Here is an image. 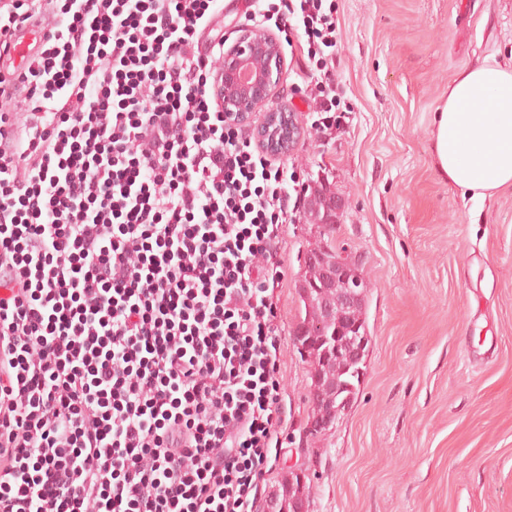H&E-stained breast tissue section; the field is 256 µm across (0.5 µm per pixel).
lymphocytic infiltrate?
Masks as SVG:
<instances>
[{
	"instance_id": "f902f5d3",
	"label": "lymphocytic infiltrate",
	"mask_w": 512,
	"mask_h": 512,
	"mask_svg": "<svg viewBox=\"0 0 512 512\" xmlns=\"http://www.w3.org/2000/svg\"><path fill=\"white\" fill-rule=\"evenodd\" d=\"M306 36L331 123L336 21ZM0 512H255L282 423L275 226L303 182L215 94L224 0H0ZM39 35L40 34H33L30 29H26L15 38V46L11 50L10 60L8 61L11 62L15 69L21 70L26 65L29 55V46L33 43L34 38ZM27 39H30L31 42H28Z\"/></svg>"
}]
</instances>
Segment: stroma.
Instances as JSON below:
<instances>
[{
    "label": "stroma",
    "mask_w": 512,
    "mask_h": 512,
    "mask_svg": "<svg viewBox=\"0 0 512 512\" xmlns=\"http://www.w3.org/2000/svg\"><path fill=\"white\" fill-rule=\"evenodd\" d=\"M342 115L304 127L288 169L335 193L334 234L367 282L372 345L334 427L314 414L292 343L303 212L276 231L274 284L284 421L267 486L309 474L307 512H512V187L482 202L437 171L435 114L465 67L512 66V0H334ZM279 108L307 118L299 55L285 54Z\"/></svg>",
    "instance_id": "35a3bbf8"
}]
</instances>
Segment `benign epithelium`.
<instances>
[{
	"instance_id": "obj_1",
	"label": "benign epithelium",
	"mask_w": 512,
	"mask_h": 512,
	"mask_svg": "<svg viewBox=\"0 0 512 512\" xmlns=\"http://www.w3.org/2000/svg\"><path fill=\"white\" fill-rule=\"evenodd\" d=\"M284 56L279 39L261 29L245 31L224 51V72L217 78V91L224 102V117L238 123L250 121L253 112L272 99L283 82ZM297 113L272 108L255 129L260 149L277 157L291 154L301 135ZM344 202L334 194L326 195L321 221L313 224L318 234L317 246L302 255L305 268L299 283V294L307 301L319 325L333 326V346L317 350L308 340L305 358L311 363V394L317 413L307 425V433L315 436L329 430L340 412L348 408L354 397L336 387L332 374L341 372L362 378L365 357L372 337L360 331L364 320L366 282L359 265L344 252L332 247L326 239L329 230L340 222ZM307 474L294 472L287 481L272 490L264 503V512H305L304 485Z\"/></svg>"
}]
</instances>
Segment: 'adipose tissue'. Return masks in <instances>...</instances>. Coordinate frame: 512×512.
<instances>
[{"label":"adipose tissue","instance_id":"1","mask_svg":"<svg viewBox=\"0 0 512 512\" xmlns=\"http://www.w3.org/2000/svg\"><path fill=\"white\" fill-rule=\"evenodd\" d=\"M432 149L438 172L462 194L483 200L512 186V68L485 60L456 75Z\"/></svg>","mask_w":512,"mask_h":512}]
</instances>
